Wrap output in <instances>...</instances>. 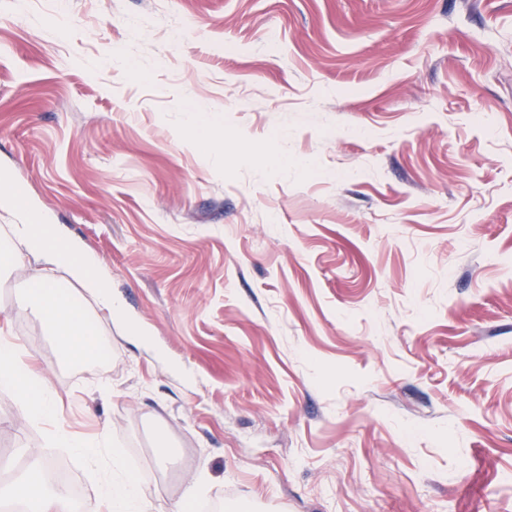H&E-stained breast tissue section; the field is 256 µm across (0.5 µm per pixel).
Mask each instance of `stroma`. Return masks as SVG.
I'll return each mask as SVG.
<instances>
[{
  "mask_svg": "<svg viewBox=\"0 0 512 512\" xmlns=\"http://www.w3.org/2000/svg\"><path fill=\"white\" fill-rule=\"evenodd\" d=\"M1 179L126 328L68 362L0 277L60 397L0 389V488L102 512L61 425L150 512H512V0H0ZM52 436L61 440L65 447L84 456L94 465L103 467L107 478L100 485L102 499L108 512H145L147 504L141 488L134 478L124 470L118 450L112 449V459L107 453L106 435L98 439H80L62 428L52 432Z\"/></svg>",
  "mask_w": 512,
  "mask_h": 512,
  "instance_id": "35a3bbf8",
  "label": "stroma"
}]
</instances>
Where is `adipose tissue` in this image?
Wrapping results in <instances>:
<instances>
[{"label":"adipose tissue","instance_id":"obj_1","mask_svg":"<svg viewBox=\"0 0 512 512\" xmlns=\"http://www.w3.org/2000/svg\"><path fill=\"white\" fill-rule=\"evenodd\" d=\"M6 194L19 221L11 225L8 244L0 249V272L25 265L30 255L44 254L50 263L68 265L76 282L92 296L99 310L106 312L113 321H121L122 310L113 299L111 288L88 273L90 258L68 240L28 222L21 187L9 186ZM23 302L55 329L67 355L78 358L92 350L94 322L86 318L81 300L72 299L69 292L60 290L51 273L39 272L30 278ZM0 388L17 391L19 411L30 419L50 417L58 401L56 391L40 378L31 360L18 357L13 343L4 339L0 340ZM54 436L90 463L107 471L108 476L100 486L107 512H146L147 504L141 488L125 471L120 453H108L105 438L81 439L60 428L55 429Z\"/></svg>","mask_w":512,"mask_h":512}]
</instances>
